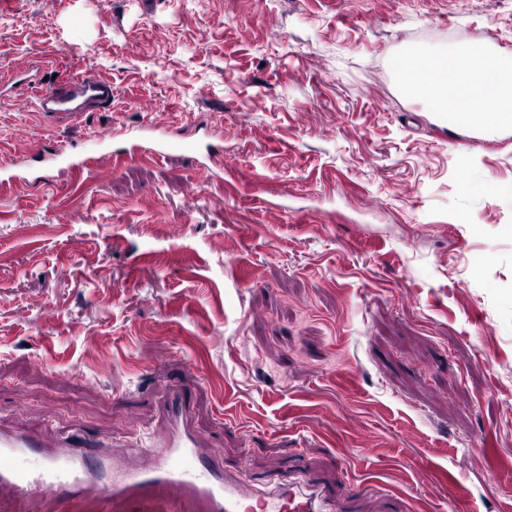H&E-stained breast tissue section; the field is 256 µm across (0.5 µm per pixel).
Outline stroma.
<instances>
[{
  "instance_id": "35a3bbf8",
  "label": "stroma",
  "mask_w": 512,
  "mask_h": 512,
  "mask_svg": "<svg viewBox=\"0 0 512 512\" xmlns=\"http://www.w3.org/2000/svg\"><path fill=\"white\" fill-rule=\"evenodd\" d=\"M457 43L512 53V0H0V70L31 77L0 162L111 128L188 144L0 185V429L97 469L181 382L249 479L512 512V129L444 126L393 67ZM86 73L110 108L35 113Z\"/></svg>"
}]
</instances>
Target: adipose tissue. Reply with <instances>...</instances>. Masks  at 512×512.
I'll return each instance as SVG.
<instances>
[{
    "mask_svg": "<svg viewBox=\"0 0 512 512\" xmlns=\"http://www.w3.org/2000/svg\"><path fill=\"white\" fill-rule=\"evenodd\" d=\"M396 69L403 90L423 100L449 126L493 135L512 127V54L457 47L432 60L418 55ZM481 110H474V103Z\"/></svg>",
    "mask_w": 512,
    "mask_h": 512,
    "instance_id": "1",
    "label": "adipose tissue"
}]
</instances>
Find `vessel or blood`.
<instances>
[{
    "label": "vessel or blood",
    "instance_id": "b4317fda",
    "mask_svg": "<svg viewBox=\"0 0 512 512\" xmlns=\"http://www.w3.org/2000/svg\"><path fill=\"white\" fill-rule=\"evenodd\" d=\"M112 104V84L94 75L62 81L37 93L38 114L52 123H69L93 109ZM180 140L160 135L152 147L131 144L127 155H162L181 148ZM55 162L68 169L86 167L65 147L37 149L21 161L28 173ZM160 426L147 442L130 445L125 463L113 469L109 481L90 472L68 438H60L54 453L33 467L23 461L43 441L23 430L0 431V490H10L49 505L61 494L82 500L88 495L119 504L147 497L165 499L168 512H332L320 488L307 477L275 478L264 485L215 468L205 441L193 425V404L187 388L170 386L159 411Z\"/></svg>",
    "mask_w": 512,
    "mask_h": 512
}]
</instances>
